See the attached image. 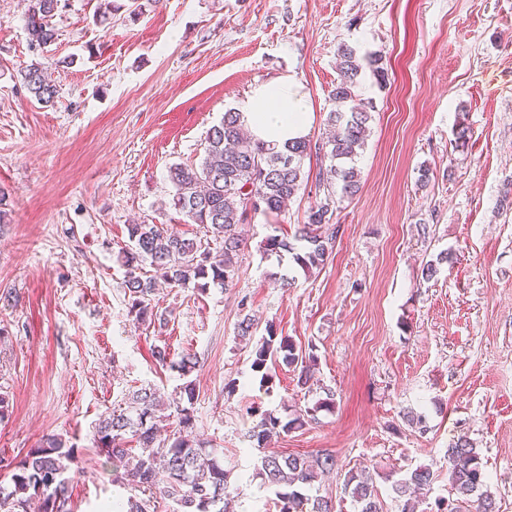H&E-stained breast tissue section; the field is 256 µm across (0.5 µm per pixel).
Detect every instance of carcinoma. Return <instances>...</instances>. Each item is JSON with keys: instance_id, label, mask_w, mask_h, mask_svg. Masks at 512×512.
I'll return each instance as SVG.
<instances>
[{"instance_id": "obj_1", "label": "carcinoma", "mask_w": 512, "mask_h": 512, "mask_svg": "<svg viewBox=\"0 0 512 512\" xmlns=\"http://www.w3.org/2000/svg\"><path fill=\"white\" fill-rule=\"evenodd\" d=\"M26 29L29 42L46 47L57 38L51 23L59 0H31ZM339 77L329 92L335 108L328 112L327 136L317 141L309 138L282 148L256 142L243 131L242 113L229 110L207 135L204 157L197 166L176 164L169 168L173 187L172 206L192 224L205 229V238H186L156 224H130L127 233L132 247L120 260L127 267L129 313L135 323L150 325L158 319L155 311V280L137 273L139 264L149 262L156 273L176 288L206 290L207 280L233 287L238 278V255L242 243L238 226L248 220V204L255 199L256 210L269 214L283 212L299 191L314 186L315 199L307 223L295 225L293 239L274 234L265 242V250L292 254L294 262L306 274L325 266L333 253L341 230L337 220L339 203L351 199L360 190L358 151L364 149L370 132L374 109L371 100L358 94L364 70L377 83L385 82L379 58L361 57L353 47L338 48ZM26 90L39 102L51 103L55 86L42 68L31 64L20 71ZM314 155L317 167L304 169L305 158ZM221 239L224 251H211L210 239ZM159 363L187 376L196 369V355L186 353L177 361L169 360L165 348L155 351ZM280 362L298 370L297 385L305 387L312 378L310 368L315 356L298 347L289 336L277 337L273 326L253 350L251 368L262 373L264 384L272 382L267 362ZM192 382L180 390L177 423L172 436L159 440L155 421L163 410L160 393L142 388L128 397L127 409L102 415L97 424L98 448L112 465L124 472L119 482L128 491V512H150L161 494L178 505L173 512H226L227 501L238 488L231 484V471L216 448L193 436ZM312 409L295 413L283 424L271 413L261 414L253 427V438L263 447L272 436L303 426ZM132 436L139 446L134 467L125 459V436ZM448 482L454 497L436 501V512H496L495 494L484 469L481 449L460 438L446 450ZM76 461L74 446L51 435L30 449L19 460L11 485H0V512H28L38 503L40 512H66L69 480L66 474ZM336 468L329 453L288 456L264 454L255 466L260 485L275 496L278 512H335L332 498L311 496L318 477ZM389 479L382 472L351 468L344 474V492L359 506L360 512H383L376 479ZM432 467L420 464L393 480V490L403 499L401 512H414L412 494L431 488Z\"/></svg>"}]
</instances>
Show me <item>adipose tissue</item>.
<instances>
[{"label": "adipose tissue", "instance_id": "ef3b65f1", "mask_svg": "<svg viewBox=\"0 0 512 512\" xmlns=\"http://www.w3.org/2000/svg\"><path fill=\"white\" fill-rule=\"evenodd\" d=\"M242 113L254 139L279 146L307 137L313 118L309 96L292 74L254 85Z\"/></svg>", "mask_w": 512, "mask_h": 512}]
</instances>
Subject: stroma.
Instances as JSON below:
<instances>
[{
	"label": "stroma",
	"instance_id": "35a3bbf8",
	"mask_svg": "<svg viewBox=\"0 0 512 512\" xmlns=\"http://www.w3.org/2000/svg\"><path fill=\"white\" fill-rule=\"evenodd\" d=\"M123 2L59 0L55 42L34 49L30 0H0V484L57 435L76 448L71 512H115L127 496L95 425L135 390L178 397L185 379L156 362L163 347L198 358L193 434L224 452L241 490L230 512H277L253 477L257 412L287 421L329 396L331 410L269 448L335 455L318 487L336 512H357L349 469L420 464L436 475L419 505L433 512L450 491L444 452L462 436L483 450L499 512H512V0H139L134 15ZM344 43L380 55L388 80H363L375 112L361 189L340 204L325 266L308 277L264 249L275 227L306 222L303 190L285 212L249 217L236 287L159 284L164 324H135L118 259L128 225L203 233L168 206L169 167L198 164L225 111L281 74L304 85L319 139ZM33 63L57 88L51 105L21 83ZM442 252L451 261L424 280ZM246 313L257 336L271 323L312 347L310 386L280 365L272 392L260 388L236 337Z\"/></svg>",
	"mask_w": 512,
	"mask_h": 512
}]
</instances>
